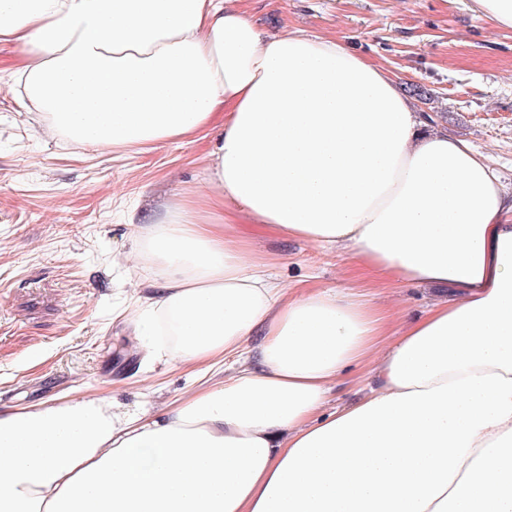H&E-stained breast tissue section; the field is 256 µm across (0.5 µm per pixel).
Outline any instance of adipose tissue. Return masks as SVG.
Masks as SVG:
<instances>
[{
  "label": "adipose tissue",
  "instance_id": "obj_1",
  "mask_svg": "<svg viewBox=\"0 0 512 512\" xmlns=\"http://www.w3.org/2000/svg\"><path fill=\"white\" fill-rule=\"evenodd\" d=\"M243 0H0L22 107L100 151L212 136L203 189L135 226L141 347L205 379L156 414L0 407V512H512V192L340 40ZM346 251L390 309L291 288L235 222ZM234 360L218 381L209 375ZM374 375L327 410L349 370Z\"/></svg>",
  "mask_w": 512,
  "mask_h": 512
}]
</instances>
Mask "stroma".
<instances>
[{"label": "stroma", "instance_id": "1", "mask_svg": "<svg viewBox=\"0 0 512 512\" xmlns=\"http://www.w3.org/2000/svg\"><path fill=\"white\" fill-rule=\"evenodd\" d=\"M264 31L298 28L342 40L387 68L417 111L494 159L512 189V29L472 0H245ZM20 49L0 43V404L81 394L122 408L162 406L193 389L192 371L147 359L127 311L148 270L128 258L132 226L201 188L211 141L137 151H77L42 133L36 113L7 94ZM254 258L292 287L364 293L395 326L424 315L451 288L389 289L357 279L346 252L245 227Z\"/></svg>", "mask_w": 512, "mask_h": 512}]
</instances>
